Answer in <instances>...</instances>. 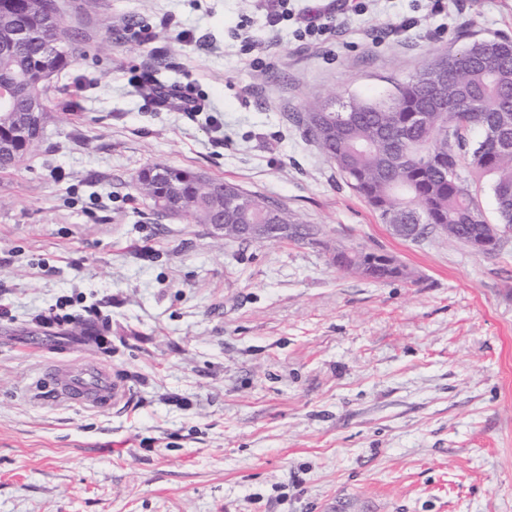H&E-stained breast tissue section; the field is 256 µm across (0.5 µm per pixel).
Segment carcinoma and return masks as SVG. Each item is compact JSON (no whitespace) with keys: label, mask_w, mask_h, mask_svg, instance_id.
<instances>
[{"label":"carcinoma","mask_w":512,"mask_h":512,"mask_svg":"<svg viewBox=\"0 0 512 512\" xmlns=\"http://www.w3.org/2000/svg\"><path fill=\"white\" fill-rule=\"evenodd\" d=\"M76 29L63 26L57 0H0V85L17 88L0 104V132L26 133L0 153L12 169L41 144L45 126L26 127L33 112L47 114L50 80L76 61ZM448 75L436 102L432 79ZM296 121L382 223L400 224V237L429 234L475 247L512 230V39L474 40L456 54L432 53L421 69L384 98L336 104L316 98ZM489 179L497 224L478 202V182ZM154 212L190 224H282V240L313 242L319 229L279 202L243 191L189 168L153 164L134 183ZM336 267L372 281L407 276L380 251L338 248Z\"/></svg>","instance_id":"carcinoma-1"}]
</instances>
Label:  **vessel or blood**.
I'll return each mask as SVG.
<instances>
[{"label": "vessel or blood", "mask_w": 512, "mask_h": 512, "mask_svg": "<svg viewBox=\"0 0 512 512\" xmlns=\"http://www.w3.org/2000/svg\"><path fill=\"white\" fill-rule=\"evenodd\" d=\"M41 377L54 383L63 401L93 409L111 405L117 394L109 370L97 365L66 368L47 364L42 368Z\"/></svg>", "instance_id": "obj_1"}]
</instances>
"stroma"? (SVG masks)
<instances>
[{
    "instance_id": "obj_1",
    "label": "stroma",
    "mask_w": 512,
    "mask_h": 512,
    "mask_svg": "<svg viewBox=\"0 0 512 512\" xmlns=\"http://www.w3.org/2000/svg\"><path fill=\"white\" fill-rule=\"evenodd\" d=\"M78 59L0 172V512H512V231L482 254L391 233L293 114L393 91L427 53L512 37V0H59ZM324 10L330 32L307 36ZM137 20L136 32L126 29ZM155 75L203 106H160ZM270 197L318 242L160 217L145 166ZM409 276L340 270L336 246ZM64 305L75 322L47 325ZM112 373L100 410L43 364ZM45 125L28 127L21 138H13L11 150L0 153V171L18 166L36 150L43 140Z\"/></svg>"
}]
</instances>
